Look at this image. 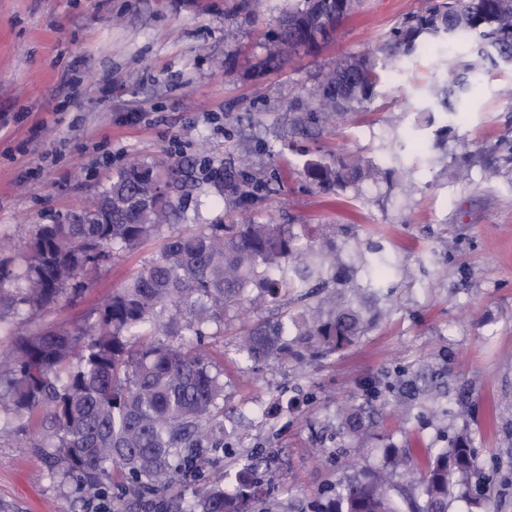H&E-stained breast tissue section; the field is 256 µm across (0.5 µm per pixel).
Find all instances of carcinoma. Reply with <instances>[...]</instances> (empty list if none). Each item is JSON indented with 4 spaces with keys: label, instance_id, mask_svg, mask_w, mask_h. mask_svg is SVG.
I'll use <instances>...</instances> for the list:
<instances>
[{
    "label": "carcinoma",
    "instance_id": "cac0c4a2",
    "mask_svg": "<svg viewBox=\"0 0 512 512\" xmlns=\"http://www.w3.org/2000/svg\"><path fill=\"white\" fill-rule=\"evenodd\" d=\"M359 5L295 0L275 38L285 49L313 51ZM462 36L478 39L484 49L433 86L448 107L471 92L470 72L512 59V0H429L376 50L330 68L317 86V107L341 119L370 103L382 76L398 70L403 59ZM496 161L512 164L511 139L488 143L483 163ZM305 171L317 187L338 193L380 176L373 162L340 155L310 159ZM140 172L166 178L170 196L164 204L132 202ZM188 180L176 161L118 170L99 198L112 204V213L96 204L70 224L40 225L15 268L0 265V311L37 312L75 296L112 257L187 222ZM213 185L241 210L255 201L249 173L231 164ZM397 268L381 244L361 257L372 288ZM349 280V271L336 267V248L300 245L291 224H191L113 293L92 322L16 334L9 351L0 353V434L35 431L42 447L52 449V470L77 476L91 489L112 480V469L121 470L135 504L153 512H253L256 503L266 505L263 512H275L280 482L271 470L278 455L273 449L248 457L231 486L205 484L195 491L192 508L182 505L177 481L200 479L197 454L224 447V369L202 349L203 340L207 330L224 327L228 312L240 317L254 304L297 290L311 298L331 281L333 295L317 306L243 328L237 351L249 362L343 351L370 326ZM409 396L438 401L446 393L414 383ZM335 419L350 439L367 435L372 424L371 412L361 405L340 408ZM384 458L382 468L340 481L318 512H401L391 478L407 465L408 454L392 447ZM477 471L470 433L455 434L435 452L410 512H448L452 499L469 497Z\"/></svg>",
    "mask_w": 512,
    "mask_h": 512
}]
</instances>
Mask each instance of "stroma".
Listing matches in <instances>:
<instances>
[{"label": "stroma", "instance_id": "35a3bbf8", "mask_svg": "<svg viewBox=\"0 0 512 512\" xmlns=\"http://www.w3.org/2000/svg\"><path fill=\"white\" fill-rule=\"evenodd\" d=\"M426 5L364 0L316 52L262 70L288 0H0V28L12 39L0 56V243L9 244L0 260L18 258L37 225L78 214L131 158L183 162L201 222L223 221L229 206L212 181L246 154L255 160L253 220L306 226L318 244L335 239L351 266L376 243L398 260L392 294L366 301L375 316L368 333L329 359L246 363L236 352L242 322L230 314L223 333L205 339L224 364V410L236 433L197 465L220 482L248 453L277 449L279 512H301L352 469L379 467L389 445L411 456L393 484L417 485L436 449L464 427L480 481L449 512H512V170L477 162L488 141L512 138V69L473 72L477 91L460 107L459 136L440 148L415 121L430 103L428 85L474 59L468 39L405 61L343 122L310 117L321 74L374 51ZM408 133L424 146L420 158L399 148ZM324 154L373 158L393 183L322 192L303 166ZM169 234L103 267L78 296L31 314L30 325L92 317L159 257ZM431 372L446 382L443 400L396 393L400 381ZM350 403L376 410L360 441L335 435L336 411ZM37 442L30 432L0 437L7 512L118 508L120 484L90 490L49 474Z\"/></svg>", "mask_w": 512, "mask_h": 512}]
</instances>
